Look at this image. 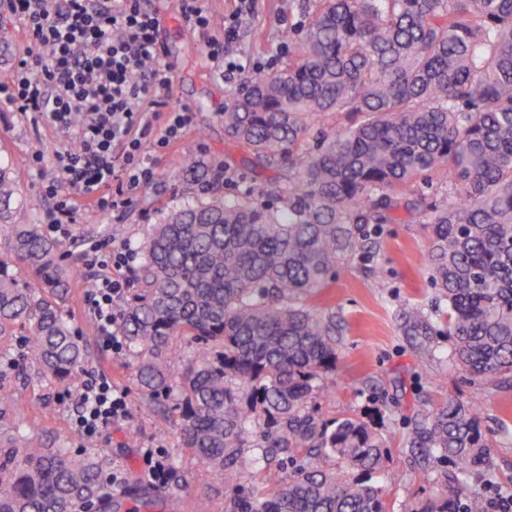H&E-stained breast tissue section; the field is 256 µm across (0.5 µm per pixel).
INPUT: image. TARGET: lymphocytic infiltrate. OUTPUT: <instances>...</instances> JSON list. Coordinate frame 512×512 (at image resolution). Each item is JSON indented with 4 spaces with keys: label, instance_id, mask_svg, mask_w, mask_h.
Masks as SVG:
<instances>
[{
    "label": "lymphocytic infiltrate",
    "instance_id": "lymphocytic-infiltrate-1",
    "mask_svg": "<svg viewBox=\"0 0 512 512\" xmlns=\"http://www.w3.org/2000/svg\"><path fill=\"white\" fill-rule=\"evenodd\" d=\"M5 7L22 19L31 46L18 58L10 82L0 84V104L36 114L70 140L54 156L58 179L45 187L55 200L44 220L47 234L68 235L76 196L120 219L155 177L144 162L145 149L169 150L194 122L190 107L169 105L172 77L161 60L157 18L141 0H5ZM255 7L256 0H237L218 24L205 0H177L181 19L204 36L206 58L222 66L225 82L263 68L259 62L241 64L233 52ZM134 255L132 248L109 252L98 242L84 253V269L95 279L88 310L116 354L125 348L117 304L129 288L117 271ZM73 402L84 437L132 420L127 390L103 375L85 380Z\"/></svg>",
    "mask_w": 512,
    "mask_h": 512
}]
</instances>
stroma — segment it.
<instances>
[{
    "mask_svg": "<svg viewBox=\"0 0 512 512\" xmlns=\"http://www.w3.org/2000/svg\"><path fill=\"white\" fill-rule=\"evenodd\" d=\"M160 20L158 38L163 60L174 74L171 98L190 106L194 125L171 151L147 150L146 161L155 171L154 182L139 192V200L115 222L97 210L77 205V222L61 247L68 263L82 267L87 242L109 247L124 244L140 247L152 225L167 214L200 198L198 185L183 173L187 159L205 164L229 160L237 171L238 185H246L248 174L240 164L241 149L224 141L221 112L235 90L225 85L216 68L203 55L198 33L180 20L174 0H143ZM300 0H258L256 12L240 33L242 55L262 58L267 68L281 67L288 59L282 33L292 14L300 12ZM68 143L60 130L35 124L31 114L0 106V166L6 167L18 189V201L34 200L37 210H23L20 219L42 223L54 205L44 187L54 175V155ZM44 156L41 170H34V153ZM367 254L340 261L336 278L315 301L316 307L332 309L343 326V343L336 372L329 379L331 396L323 401L325 418L357 416L371 420L391 449L386 466L375 476L386 492L390 512L401 504L420 508L438 493L432 473L420 451L407 448L405 441L418 406L435 408L448 392H455L481 416L484 428L495 441L491 471L474 476L477 489L512 488V382L492 385L457 372L448 361L447 337L432 334L437 292L418 258L427 249L426 231L419 224H385L372 234ZM380 268L385 287H376L371 275ZM87 291L75 286L64 310L82 337L86 359L70 380L79 385L87 376L104 374L127 388L133 415L131 424H112L86 440L76 432V414L65 387L43 378L24 360L25 340L9 337L0 347L11 350L14 368L0 372V428L21 423L34 428L47 447H90L109 455L114 467L123 471L124 495L140 497L148 485L139 468L141 447L162 445L173 465V475L163 492L186 501L187 512H196L198 498L216 485L218 477L204 467L191 449L181 447L175 434L180 414L173 401L162 407L147 405L132 378L127 357L115 356L100 344L96 326L85 299ZM409 305L417 306L426 318L422 327H410L401 316Z\"/></svg>",
    "mask_w": 512,
    "mask_h": 512,
    "instance_id": "35a3bbf8",
    "label": "stroma"
}]
</instances>
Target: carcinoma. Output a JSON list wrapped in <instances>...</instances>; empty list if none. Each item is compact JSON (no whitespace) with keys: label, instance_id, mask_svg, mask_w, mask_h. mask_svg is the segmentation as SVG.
<instances>
[{"label":"carcinoma","instance_id":"cac0c4a2","mask_svg":"<svg viewBox=\"0 0 512 512\" xmlns=\"http://www.w3.org/2000/svg\"><path fill=\"white\" fill-rule=\"evenodd\" d=\"M303 4L288 64L244 75L221 113L251 184L226 197L231 165L188 159L206 196L152 225L122 331L143 398L175 400L182 447L220 475L224 512H388L374 481L386 440L368 420L321 412L336 313L303 300L377 225L423 224L449 363L512 379V0ZM269 169L282 180L263 179ZM14 194L0 168V338L26 336L39 373L64 384L85 358L61 308L76 273L39 225L12 221ZM408 444L449 491L421 512H488L468 482L490 466L494 440L459 397L418 410ZM259 449L292 467L270 489ZM111 468L95 451L1 429L0 512H91Z\"/></svg>","mask_w":512,"mask_h":512}]
</instances>
